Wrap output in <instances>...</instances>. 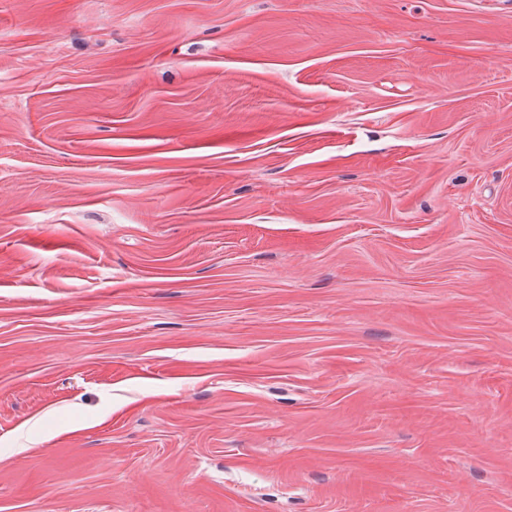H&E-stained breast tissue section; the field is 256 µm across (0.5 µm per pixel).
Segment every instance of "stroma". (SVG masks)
Returning a JSON list of instances; mask_svg holds the SVG:
<instances>
[{
  "label": "stroma",
  "instance_id": "stroma-1",
  "mask_svg": "<svg viewBox=\"0 0 512 512\" xmlns=\"http://www.w3.org/2000/svg\"><path fill=\"white\" fill-rule=\"evenodd\" d=\"M0 512H512V0H0Z\"/></svg>",
  "mask_w": 512,
  "mask_h": 512
}]
</instances>
